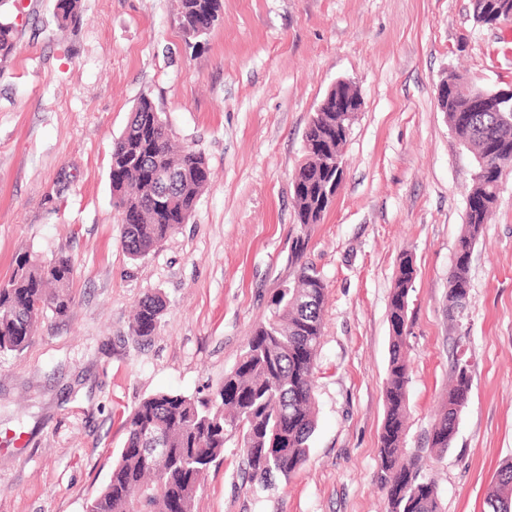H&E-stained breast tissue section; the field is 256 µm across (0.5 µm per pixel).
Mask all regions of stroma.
<instances>
[{
	"label": "stroma",
	"mask_w": 512,
	"mask_h": 512,
	"mask_svg": "<svg viewBox=\"0 0 512 512\" xmlns=\"http://www.w3.org/2000/svg\"><path fill=\"white\" fill-rule=\"evenodd\" d=\"M15 3L16 49L0 61V282L22 252L70 257L75 274L68 315L0 355V512H85L124 445L123 414L158 392L216 394L303 263L326 285L309 459L264 487L229 437L194 512H385L387 313L406 253L405 448L442 512H486L512 462V167L474 247L467 310L449 321L475 161L436 95L452 72L487 89L512 79L499 52L512 29L475 23L470 0H223L197 47L178 0H82L64 29L54 0ZM340 79L362 100L344 177L322 222L302 224L292 175ZM144 96L211 175L190 221L134 260L109 163ZM147 293L167 308L141 341L130 325ZM460 354L472 388L439 453L428 437Z\"/></svg>",
	"instance_id": "1"
}]
</instances>
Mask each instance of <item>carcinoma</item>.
<instances>
[{"instance_id":"carcinoma-1","label":"carcinoma","mask_w":512,"mask_h":512,"mask_svg":"<svg viewBox=\"0 0 512 512\" xmlns=\"http://www.w3.org/2000/svg\"><path fill=\"white\" fill-rule=\"evenodd\" d=\"M471 3L474 20L493 26L505 2ZM182 26L199 46L218 22L222 0H179ZM81 0H55L54 18L65 28L76 20ZM15 24L0 20V56L14 48ZM473 89L458 75L448 74L446 116L456 140L484 160L476 169L468 194L466 224L458 238L448 272V320L463 315L469 292L471 256L483 224L497 207L503 170L512 166V124L495 112H472ZM351 100L349 89L333 86L320 112L304 133L305 157L294 184L298 221L318 224L329 208L322 189L335 177L324 159L336 156L346 142L336 126V99ZM165 171L175 179L168 191L157 184ZM202 155L192 149L172 150L166 124L153 102L141 98L130 119L113 140L110 155L112 198L121 218V245L132 259L161 246L179 224L189 222L209 182ZM412 256L400 258L388 308L389 360L385 378V422L380 435L381 484L387 489L386 512H441L433 480L421 474L404 448L409 383L406 340L409 299L415 269ZM74 264L66 256L34 261L24 252L15 257L9 280L0 283V354H20L31 342L46 312L67 316ZM326 285L307 265L293 282L279 289L270 316L254 329L224 386L214 398L160 392L143 399L122 421L126 441L112 464L99 494L86 512H193L206 473L224 453L230 436L246 458L253 480L265 482L275 474L288 476L308 458L316 428L314 362L322 336V306ZM166 302L147 294L137 304L131 335H154ZM454 363L445 403L432 425L430 447L444 452L458 428L459 414L471 388ZM163 439L165 455L150 453V439ZM492 512H512V463L499 468L489 497Z\"/></svg>"}]
</instances>
